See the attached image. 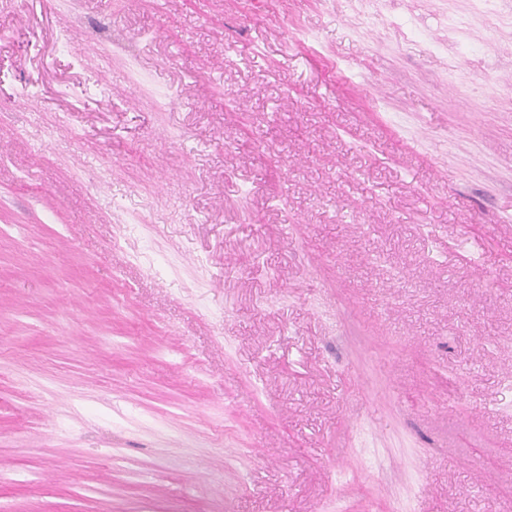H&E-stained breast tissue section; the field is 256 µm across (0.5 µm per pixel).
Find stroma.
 Wrapping results in <instances>:
<instances>
[{
	"label": "stroma",
	"mask_w": 512,
	"mask_h": 512,
	"mask_svg": "<svg viewBox=\"0 0 512 512\" xmlns=\"http://www.w3.org/2000/svg\"><path fill=\"white\" fill-rule=\"evenodd\" d=\"M0 512H512V0H0Z\"/></svg>",
	"instance_id": "obj_1"
}]
</instances>
